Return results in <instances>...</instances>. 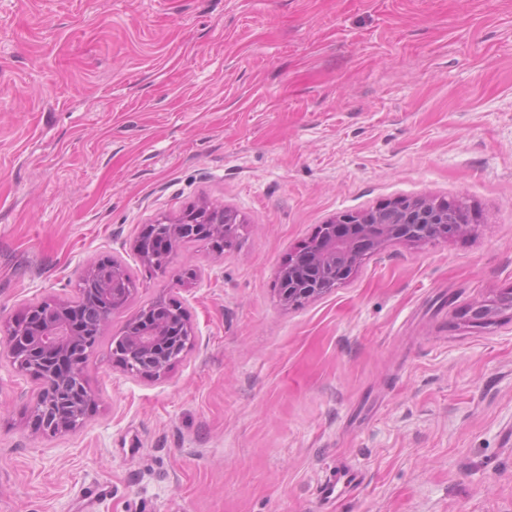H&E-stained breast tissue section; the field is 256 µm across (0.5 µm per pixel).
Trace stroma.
<instances>
[{"label":"stroma","mask_w":512,"mask_h":512,"mask_svg":"<svg viewBox=\"0 0 512 512\" xmlns=\"http://www.w3.org/2000/svg\"><path fill=\"white\" fill-rule=\"evenodd\" d=\"M416 198L469 232L280 304L319 224ZM205 199L223 256L145 268V227ZM112 258L136 290L82 428L37 427L0 358V512H512V0H0V322ZM161 297L193 346L129 376L111 337Z\"/></svg>","instance_id":"stroma-1"}]
</instances>
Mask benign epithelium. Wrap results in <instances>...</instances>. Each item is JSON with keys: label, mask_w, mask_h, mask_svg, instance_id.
Segmentation results:
<instances>
[{"label": "benign epithelium", "mask_w": 512, "mask_h": 512, "mask_svg": "<svg viewBox=\"0 0 512 512\" xmlns=\"http://www.w3.org/2000/svg\"><path fill=\"white\" fill-rule=\"evenodd\" d=\"M236 227L237 216L232 211L205 200L177 222L161 218L149 225L152 247L136 239L132 250L144 267L163 274L181 242L206 241L222 253ZM467 227L458 204L425 198L398 199L335 217L319 225L309 245L281 269L279 301L290 307L332 291L368 255L392 240L435 241L462 234ZM77 292L84 296V307L105 310L96 324L76 327V306L60 298L25 307L21 317L8 322L5 333L15 369L37 374L44 381L32 414L43 428L56 433L73 432L84 424L83 405H92L94 396L80 365L112 316L125 308L135 283L122 261L112 259L85 265ZM193 341V327L183 307L160 299L130 317L112 337L111 356L131 376L161 380L183 359Z\"/></svg>", "instance_id": "obj_1"}]
</instances>
